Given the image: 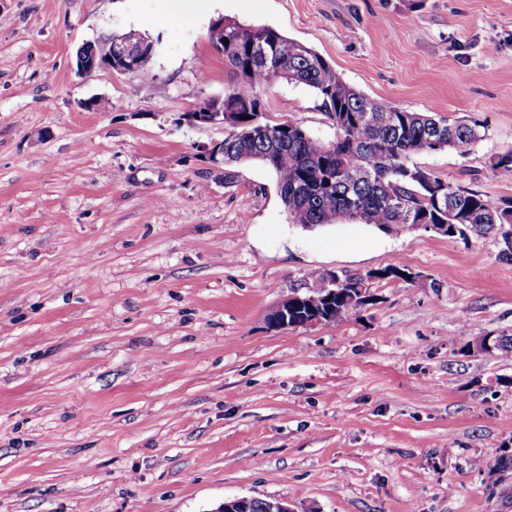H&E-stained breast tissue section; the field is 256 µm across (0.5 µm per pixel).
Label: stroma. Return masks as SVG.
<instances>
[{
  "instance_id": "1",
  "label": "stroma",
  "mask_w": 512,
  "mask_h": 512,
  "mask_svg": "<svg viewBox=\"0 0 512 512\" xmlns=\"http://www.w3.org/2000/svg\"><path fill=\"white\" fill-rule=\"evenodd\" d=\"M271 26L408 112L480 121L415 163L498 201L512 180V0H0V512H512V264L464 240L287 220L264 165L211 169L185 113L229 80L217 18ZM153 40L148 76L79 74L82 44ZM267 118L323 142L309 87ZM404 266L343 320L267 314L328 272Z\"/></svg>"
}]
</instances>
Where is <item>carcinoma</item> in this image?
<instances>
[{
    "instance_id": "obj_1",
    "label": "carcinoma",
    "mask_w": 512,
    "mask_h": 512,
    "mask_svg": "<svg viewBox=\"0 0 512 512\" xmlns=\"http://www.w3.org/2000/svg\"><path fill=\"white\" fill-rule=\"evenodd\" d=\"M224 40V64L230 72L224 111L240 113L243 123L241 134L224 136V160L244 158L267 166L290 223H363L387 233H399L407 224H446L450 237H499V259L512 262V200L492 202L413 162L438 144L467 156L486 136L485 126L408 112L370 98L302 43L281 54V45L292 39L271 26L226 21ZM277 78L303 84L322 99L336 129L333 141L321 142L294 123L273 125L272 137L265 141L249 137V120L256 108L264 107L260 88ZM368 276L409 281L413 272L390 265ZM362 280L345 277L342 291L323 311V321L340 320L368 305L343 296V290Z\"/></svg>"
}]
</instances>
